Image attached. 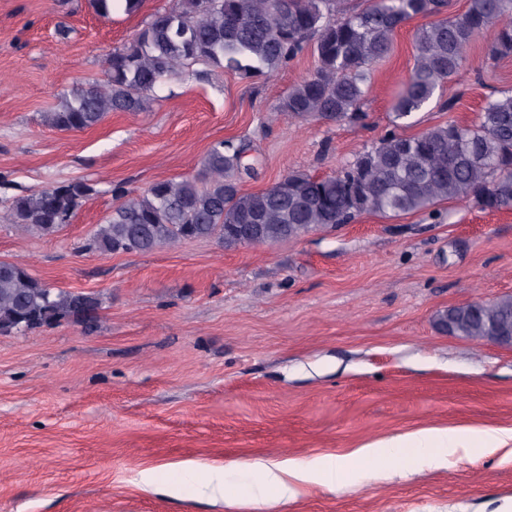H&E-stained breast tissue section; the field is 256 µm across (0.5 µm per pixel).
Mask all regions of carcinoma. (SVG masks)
<instances>
[{
	"label": "carcinoma",
	"instance_id": "1",
	"mask_svg": "<svg viewBox=\"0 0 512 512\" xmlns=\"http://www.w3.org/2000/svg\"><path fill=\"white\" fill-rule=\"evenodd\" d=\"M143 0H90L95 13L138 12ZM448 0H372L356 11L342 0H175L154 13L136 38L105 58L102 78L71 92L48 113L60 131H80L110 112H139L165 78H202L214 68L246 77L271 73L313 44L316 67L288 89L276 110L291 118L355 122L373 63L386 57L397 30L415 17L414 66L390 103L392 123L429 106L459 70L472 40L498 26L492 58L512 56V0H468L466 11L447 15ZM248 145L212 146L197 177L156 181L140 193L119 185L122 202L87 243L103 255L149 253L181 241L214 238L226 249L242 246L244 232L261 243L298 239L349 224L363 213L385 217L428 210L441 201H469L482 210H512V91L489 99L471 123L454 120L418 135L391 131L366 147L336 175L290 171L259 192H243L254 171ZM94 185L72 181L12 198L10 223L42 234L70 223ZM99 298L56 290L19 264L0 262V335L17 323L31 330L73 319L93 324Z\"/></svg>",
	"mask_w": 512,
	"mask_h": 512
}]
</instances>
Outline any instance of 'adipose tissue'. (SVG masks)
<instances>
[{
    "label": "adipose tissue",
    "mask_w": 512,
    "mask_h": 512,
    "mask_svg": "<svg viewBox=\"0 0 512 512\" xmlns=\"http://www.w3.org/2000/svg\"><path fill=\"white\" fill-rule=\"evenodd\" d=\"M497 439L493 430L430 428L365 445L355 450L354 458L373 475L380 476L395 471L398 464L407 462L412 456H429L431 465L437 467L449 449L480 451ZM250 468L274 501L284 504L297 497L302 485L318 479L333 481L341 475L332 456L309 461L291 458L255 461Z\"/></svg>",
    "instance_id": "ef3b65f1"
}]
</instances>
